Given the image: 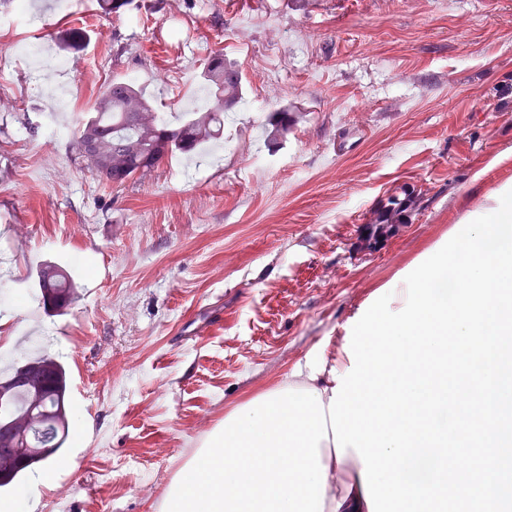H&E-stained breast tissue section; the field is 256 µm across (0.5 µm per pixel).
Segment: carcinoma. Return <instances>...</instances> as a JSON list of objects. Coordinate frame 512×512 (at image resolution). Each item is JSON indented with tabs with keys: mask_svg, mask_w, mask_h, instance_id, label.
<instances>
[{
	"mask_svg": "<svg viewBox=\"0 0 512 512\" xmlns=\"http://www.w3.org/2000/svg\"><path fill=\"white\" fill-rule=\"evenodd\" d=\"M201 75L209 93L207 107L186 112L176 120L157 111L136 83L112 80L92 111L78 123L69 145L71 152L86 160L88 135H94L100 148L112 155V165L94 175L107 186L120 187L152 171L168 156L189 153L203 142L222 138L224 113L242 100V75L219 51L204 59ZM292 122L293 113L286 109L270 113L269 142L287 135ZM38 287L40 303L47 312H64L73 303L72 276L60 266L42 265ZM36 365L38 369L33 372L27 361L0 379V397L9 403L12 427L25 435L28 444V463L23 466L17 464L15 455L0 452V488L46 461L44 450L58 451L69 435L66 371L52 357H42Z\"/></svg>",
	"mask_w": 512,
	"mask_h": 512,
	"instance_id": "carcinoma-1",
	"label": "carcinoma"
}]
</instances>
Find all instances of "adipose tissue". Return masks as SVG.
<instances>
[{"instance_id": "adipose-tissue-1", "label": "adipose tissue", "mask_w": 512, "mask_h": 512, "mask_svg": "<svg viewBox=\"0 0 512 512\" xmlns=\"http://www.w3.org/2000/svg\"><path fill=\"white\" fill-rule=\"evenodd\" d=\"M344 351L310 348L286 381L237 405L171 484L163 512H369L354 449L337 456L328 404Z\"/></svg>"}]
</instances>
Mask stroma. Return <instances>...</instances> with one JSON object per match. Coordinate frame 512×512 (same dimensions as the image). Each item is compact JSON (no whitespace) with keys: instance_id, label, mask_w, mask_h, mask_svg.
Wrapping results in <instances>:
<instances>
[{"instance_id":"1","label":"stroma","mask_w":512,"mask_h":512,"mask_svg":"<svg viewBox=\"0 0 512 512\" xmlns=\"http://www.w3.org/2000/svg\"><path fill=\"white\" fill-rule=\"evenodd\" d=\"M58 2L29 0L38 27L0 24V363L36 347L68 374L69 437L37 512H161L225 413L335 350L378 285L512 185V0ZM32 40L66 77L17 55ZM216 50L243 96L202 155L113 188L46 137L40 84L68 86L61 122L133 73L157 111L188 112ZM280 107L296 123L271 144ZM404 195L398 234L361 249ZM45 262L73 276L65 314L37 301Z\"/></svg>"}]
</instances>
